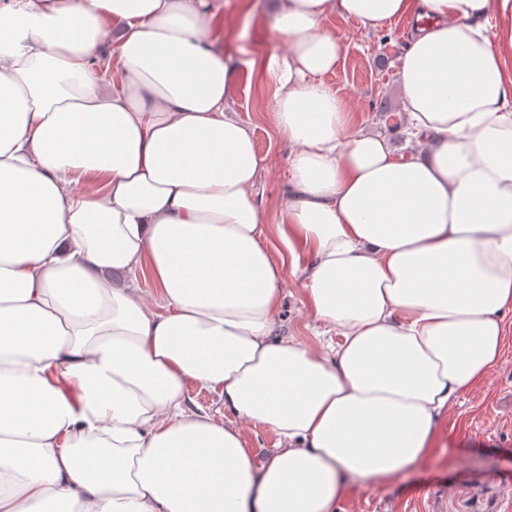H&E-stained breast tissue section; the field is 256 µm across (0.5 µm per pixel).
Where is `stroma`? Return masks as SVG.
I'll list each match as a JSON object with an SVG mask.
<instances>
[{
  "mask_svg": "<svg viewBox=\"0 0 512 512\" xmlns=\"http://www.w3.org/2000/svg\"><path fill=\"white\" fill-rule=\"evenodd\" d=\"M266 3L227 0L223 47L235 67L233 108L252 129L256 150L267 162L254 192L273 223L288 190V144L273 116L274 87L260 71L262 60L280 46ZM322 26L347 47L343 65L326 76V83L350 107L358 125L405 152L407 114L398 70L407 48V20L367 32L356 21L332 15ZM306 323L298 285L289 281L277 332L316 344ZM439 428L424 462L376 486L349 481L336 512H504L512 504V335L500 366L457 399L440 417Z\"/></svg>",
  "mask_w": 512,
  "mask_h": 512,
  "instance_id": "stroma-1",
  "label": "stroma"
}]
</instances>
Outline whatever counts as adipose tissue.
I'll use <instances>...</instances> for the list:
<instances>
[{"instance_id": "ef3b65f1", "label": "adipose tissue", "mask_w": 512, "mask_h": 512, "mask_svg": "<svg viewBox=\"0 0 512 512\" xmlns=\"http://www.w3.org/2000/svg\"><path fill=\"white\" fill-rule=\"evenodd\" d=\"M272 10L277 249L220 0H0V512H335L348 479L426 459L501 363L512 0ZM330 15L414 16L398 75L424 154L353 125L324 81L346 53ZM289 273L336 343L276 337ZM248 427L277 437L263 461Z\"/></svg>"}]
</instances>
